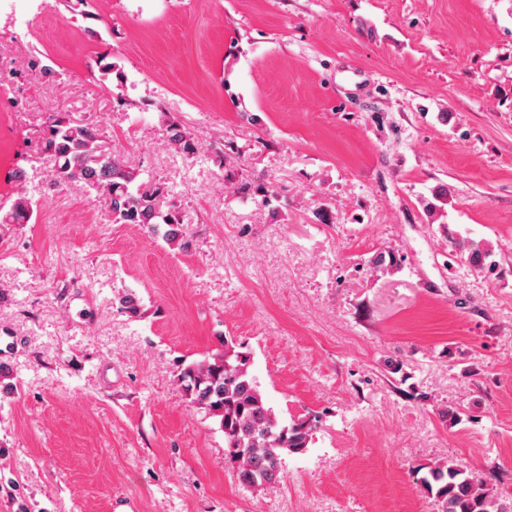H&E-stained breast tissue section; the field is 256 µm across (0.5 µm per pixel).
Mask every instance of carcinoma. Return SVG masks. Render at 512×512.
<instances>
[{"instance_id":"carcinoma-1","label":"carcinoma","mask_w":512,"mask_h":512,"mask_svg":"<svg viewBox=\"0 0 512 512\" xmlns=\"http://www.w3.org/2000/svg\"><path fill=\"white\" fill-rule=\"evenodd\" d=\"M167 141L176 154L192 157L198 153L184 128L169 126ZM45 152L61 182H80L89 193L104 200L112 223L138 224L153 235L165 224L169 226L164 233L166 241L177 240L171 229L176 217L164 209L173 188L160 181L139 180V172L112 153L93 123L49 116ZM32 213V198L23 194L12 202L0 222H27ZM454 247L477 269L491 255L481 240L459 239ZM249 361L250 355L236 350V343L226 338L223 350L180 368L177 377L190 406L214 419L223 432L224 464L234 470L244 488L258 491L280 482L283 456L305 453L317 425L314 418L289 423L280 420L251 376ZM420 483L436 502L438 512H507L499 495L480 476L449 462L428 467Z\"/></svg>"}]
</instances>
